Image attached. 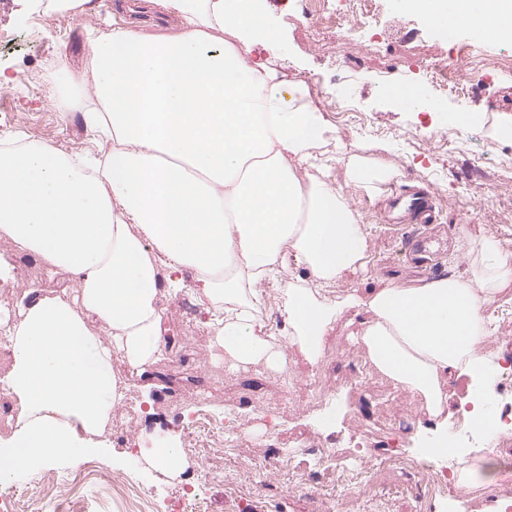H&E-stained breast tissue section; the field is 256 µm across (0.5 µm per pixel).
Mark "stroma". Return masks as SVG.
<instances>
[{"mask_svg": "<svg viewBox=\"0 0 512 512\" xmlns=\"http://www.w3.org/2000/svg\"><path fill=\"white\" fill-rule=\"evenodd\" d=\"M297 0H264L269 27L288 52L274 64L288 77L319 85L336 83L322 58L338 55L351 77L346 111L325 112L337 142L364 147L369 163L396 169L392 178L375 186L347 184L343 162L332 164V175L343 184L359 223L372 235V272L388 280L444 277L466 269L467 235L493 234L512 247V71L494 76L477 89L466 107L438 98L431 111L405 110L380 80L381 71L396 63L405 47L447 53L448 40L417 14L405 17L403 41L382 49L353 47L329 33L313 41L293 21ZM151 35H168L177 20L146 0H90L72 15L48 16L46 6L29 11L22 0H0V29L12 42L0 45V139L21 136L67 151L88 145L79 113L68 111L72 93H90L89 49L85 26L99 33L113 22ZM319 85L307 88L318 102ZM453 129L457 144L444 150L433 131ZM425 189L434 194L439 220L434 224L396 227L386 221L384 190ZM176 295L163 294L167 335L183 337V346L128 381L131 402L113 410L123 421H134L128 441H113L111 456L56 462L44 473L57 486L81 475L80 498L85 512H323L326 498L350 494L380 501L384 512H448V496L420 490V477L409 464L411 438L430 436L418 403L380 374L353 373L349 362L362 356L350 333L353 311H345L325 345L317 366L296 353L288 355V373L256 365L229 372L223 350L206 326L208 314L198 309L187 319ZM490 337L484 353L512 348V302H499L485 312ZM341 415L337 431L324 433L314 425L329 410ZM213 414L231 427L250 429L254 442L238 445L226 434L199 427L197 419ZM177 436L187 454L182 472L158 477L149 450L161 437ZM310 437L335 443L367 461L373 476L367 481L325 482L302 488L306 459L299 440ZM279 465L265 486L256 487L253 471L269 453ZM485 449H473L462 469L466 490L512 512L505 499L484 488Z\"/></svg>", "mask_w": 512, "mask_h": 512, "instance_id": "obj_1", "label": "stroma"}]
</instances>
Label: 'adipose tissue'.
I'll return each instance as SVG.
<instances>
[{
    "label": "adipose tissue",
    "mask_w": 512,
    "mask_h": 512,
    "mask_svg": "<svg viewBox=\"0 0 512 512\" xmlns=\"http://www.w3.org/2000/svg\"><path fill=\"white\" fill-rule=\"evenodd\" d=\"M445 1L398 7L441 29L464 20L484 39L512 37V0H449V10ZM154 2L181 18L178 33L84 31L94 97L72 95L68 108L111 138V153L0 141V237L71 279L52 297L27 287L9 331L0 382L18 413L0 441V484L107 452L103 427L123 397L114 356L140 373L167 351L162 285L208 300L214 341L236 368L281 370L290 347L317 362L333 323L363 313L359 342L419 398L439 432L423 454L447 466L453 381L470 380L471 426L493 421L483 312L512 290V251L494 235L472 237L464 274L329 299L325 287L370 262V232L321 154L333 129L297 83L254 57L255 44L275 40L253 0ZM291 263L300 273L289 278ZM271 284L283 336L258 313ZM88 314L106 335L92 334Z\"/></svg>",
    "instance_id": "adipose-tissue-1"
}]
</instances>
